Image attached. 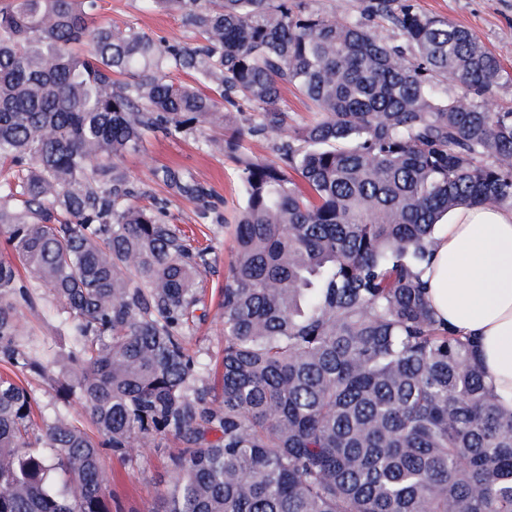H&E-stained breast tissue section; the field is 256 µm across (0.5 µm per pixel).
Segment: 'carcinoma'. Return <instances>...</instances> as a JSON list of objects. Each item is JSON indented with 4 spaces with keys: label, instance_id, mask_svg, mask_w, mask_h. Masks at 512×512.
I'll return each mask as SVG.
<instances>
[{
    "label": "carcinoma",
    "instance_id": "1",
    "mask_svg": "<svg viewBox=\"0 0 512 512\" xmlns=\"http://www.w3.org/2000/svg\"><path fill=\"white\" fill-rule=\"evenodd\" d=\"M150 2L193 42L100 24L96 0L0 4V362L44 372L17 311L34 290L71 336L40 425L37 396L0 376V512H112L104 457L168 437L182 449L153 512H512V410L419 273L448 209L512 207L496 58L413 0H363L358 18ZM376 18L404 43L378 39ZM288 87L309 120L281 105ZM243 103L278 160L206 133ZM156 132L197 133L237 165L217 386L213 356L186 346L212 247L138 205L122 162ZM154 178L206 196L179 170Z\"/></svg>",
    "mask_w": 512,
    "mask_h": 512
}]
</instances>
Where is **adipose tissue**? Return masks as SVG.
<instances>
[{"instance_id":"ef3b65f1","label":"adipose tissue","mask_w":512,"mask_h":512,"mask_svg":"<svg viewBox=\"0 0 512 512\" xmlns=\"http://www.w3.org/2000/svg\"><path fill=\"white\" fill-rule=\"evenodd\" d=\"M433 240L425 298L438 319L476 339L491 384L512 407V208L458 205Z\"/></svg>"}]
</instances>
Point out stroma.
Returning <instances> with one entry per match:
<instances>
[{
	"label": "stroma",
	"mask_w": 512,
	"mask_h": 512,
	"mask_svg": "<svg viewBox=\"0 0 512 512\" xmlns=\"http://www.w3.org/2000/svg\"><path fill=\"white\" fill-rule=\"evenodd\" d=\"M423 14L451 20L472 30L500 61L504 72L495 85L492 101L512 107V0H414ZM97 22L120 29L133 27L159 41H190L192 34L179 15L146 8L141 0H97ZM251 110L231 113L224 122V136L242 134L243 148L255 158L277 157L272 139L246 135ZM133 182L145 194L146 203L164 211L165 220L192 228L199 239L212 240L215 248L209 259L203 286V315L189 332L191 350L220 354L224 348V323L220 317V289L233 258V218L242 201L236 167L224 155L201 151L194 135L172 138L151 135L146 149L123 160ZM171 166L192 174L212 194V210H204L190 196L173 194L155 181L156 168ZM52 298L36 291L32 303H19L18 313L28 334L39 338L52 352L64 354L69 345L68 331L47 314ZM177 440H165L161 447L144 449L136 461L106 460L108 488L123 512H151L159 482L165 477L164 462L177 452Z\"/></svg>",
	"instance_id": "obj_1"
}]
</instances>
